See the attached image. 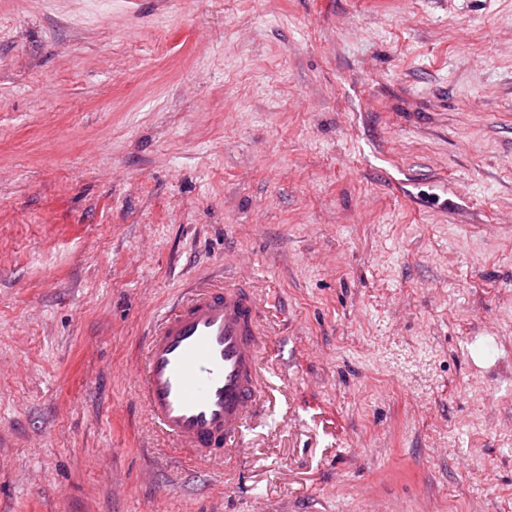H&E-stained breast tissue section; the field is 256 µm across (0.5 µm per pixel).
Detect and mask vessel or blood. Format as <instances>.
Returning <instances> with one entry per match:
<instances>
[{
	"mask_svg": "<svg viewBox=\"0 0 512 512\" xmlns=\"http://www.w3.org/2000/svg\"><path fill=\"white\" fill-rule=\"evenodd\" d=\"M265 334L253 290L227 281L189 289L149 337L147 413L191 461L223 459L256 411Z\"/></svg>",
	"mask_w": 512,
	"mask_h": 512,
	"instance_id": "obj_1",
	"label": "vessel or blood"
}]
</instances>
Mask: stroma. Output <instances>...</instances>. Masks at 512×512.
<instances>
[{"label":"stroma","mask_w":512,"mask_h":512,"mask_svg":"<svg viewBox=\"0 0 512 512\" xmlns=\"http://www.w3.org/2000/svg\"><path fill=\"white\" fill-rule=\"evenodd\" d=\"M224 273L193 465L135 379ZM0 512H512V0H0ZM256 296L242 282L196 286L162 316L146 345L142 395L150 418L188 459H223L261 401Z\"/></svg>","instance_id":"35a3bbf8"}]
</instances>
